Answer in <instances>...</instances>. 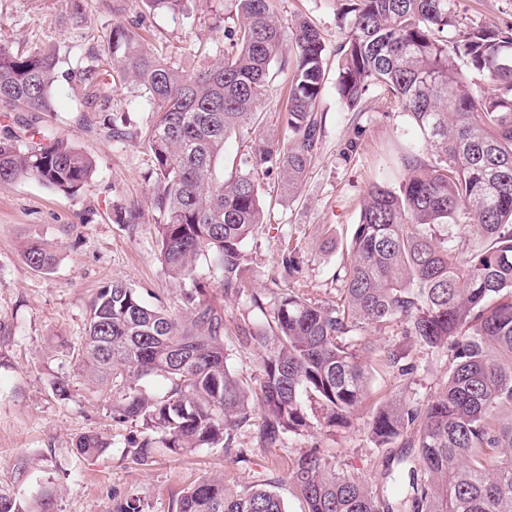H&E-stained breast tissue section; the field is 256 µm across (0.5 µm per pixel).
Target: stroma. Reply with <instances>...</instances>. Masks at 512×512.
Returning <instances> with one entry per match:
<instances>
[{
    "instance_id": "1",
    "label": "stroma",
    "mask_w": 512,
    "mask_h": 512,
    "mask_svg": "<svg viewBox=\"0 0 512 512\" xmlns=\"http://www.w3.org/2000/svg\"><path fill=\"white\" fill-rule=\"evenodd\" d=\"M74 16L72 0H0V44L30 50L56 44L59 78L47 112L0 115V138L32 125L50 136H63L93 156L97 169L76 194L65 195L34 181L0 186V497L21 512H117L127 499L140 501L143 512H176L190 488L204 480H222L240 490L270 485L286 512H304L302 497L287 482V470L303 453L315 449L337 473L359 479L380 500L394 486L406 485L414 449L403 441L374 444L369 423L392 399L425 405L448 379L449 348L428 349L403 333V324L356 332L358 342L379 350L403 349L414 369L371 364L361 404L345 426L314 425L289 435L277 448L262 447L252 416L235 436L234 453L200 448L188 455L156 449L146 466L128 452L142 424L114 417L118 391L99 385L84 372L78 355L85 334L88 303L112 281L136 288L149 303H164L182 314V290L161 269L155 214L150 205L152 161L144 142L151 115L121 81L109 84V99L87 103L82 89L69 80L70 70L102 67L106 36L117 23H135L145 47L184 70H199L224 58L226 0H189L184 13L150 12L143 0H83ZM345 0H275L284 28L303 17L321 32L326 45V84L318 110L324 134L308 176L293 194L278 189L277 175L260 176L264 224L246 245L249 287L275 295L284 286L281 256L293 249L296 288L314 299L333 303L342 296L337 273L359 221V204L368 186L384 178L397 148L417 141L407 116L383 87H370L359 111H349L336 93V49L349 35L342 14ZM460 27L511 26L512 0H448ZM289 74L275 72L263 110L253 128L230 138L224 169L232 171L249 145L276 129L288 98ZM121 114L127 133L112 137V116ZM357 149L346 154L345 144ZM135 205L140 223L119 216ZM45 244L55 257L40 272L25 259L32 242ZM208 293L224 311V346L231 371L242 380L259 376L260 356L240 346V327L261 322L247 297L225 298L218 282ZM67 384L58 394V381ZM105 436L102 454L80 455L76 439L85 433Z\"/></svg>"
}]
</instances>
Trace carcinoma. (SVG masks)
<instances>
[{
	"label": "carcinoma",
	"instance_id": "obj_1",
	"mask_svg": "<svg viewBox=\"0 0 512 512\" xmlns=\"http://www.w3.org/2000/svg\"><path fill=\"white\" fill-rule=\"evenodd\" d=\"M185 2L145 0L150 10L171 14L184 12ZM228 2L236 21L226 33L224 60L211 68L179 70L122 24L108 36L113 66L141 90L153 114L146 141L159 260L183 285L187 312L183 318L148 304L120 281L89 303L78 352L101 382L122 388L114 415L146 426L133 443V460L148 465L160 445L175 454L229 451L256 411L264 448L308 431L316 412L325 426H336L361 403L368 360L395 367L404 359L398 350H360L351 333L402 323L416 343L448 344L452 352L448 380L434 399L423 407L397 399L370 422L375 444L405 437L416 449L412 512H512V26L471 27L450 40L448 0H351L350 35L337 49V95L355 111L370 87L386 88L426 152L401 149L397 184L380 180L367 190L339 302L291 286L269 302L246 283L244 245L264 218L258 177L276 171L290 190L303 180L323 136L317 103L326 83L325 46L314 26L295 23L288 138L252 148L226 180L217 173L224 144L259 119L285 41L274 0ZM57 64L53 47L19 52L1 44L0 111L47 110ZM70 77L92 89L91 105L107 86L97 69ZM478 79L491 83L490 93L475 91ZM95 167L60 137L43 135L30 146L14 136L0 139L1 186L31 179L72 195ZM438 224L456 232L438 237ZM472 231L483 245L467 252L456 236ZM200 255L209 258L224 297L249 296L265 318L237 336L241 345L262 349L254 387L228 367L224 315L196 275ZM26 259L38 271L52 267V255L39 245ZM148 376L166 381V391L146 396L138 381ZM76 448L100 455L108 444L84 434ZM288 474L305 512L389 508L315 453L295 459ZM177 512L286 510L261 484L233 493L223 481L207 480L181 497Z\"/></svg>",
	"mask_w": 512,
	"mask_h": 512
}]
</instances>
